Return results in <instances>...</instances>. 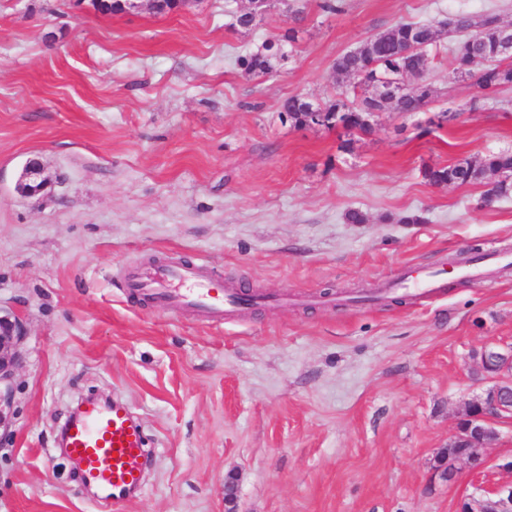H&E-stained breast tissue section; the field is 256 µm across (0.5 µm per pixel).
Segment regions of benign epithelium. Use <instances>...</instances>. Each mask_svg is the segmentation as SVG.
Segmentation results:
<instances>
[{
    "label": "benign epithelium",
    "instance_id": "benign-epithelium-1",
    "mask_svg": "<svg viewBox=\"0 0 512 512\" xmlns=\"http://www.w3.org/2000/svg\"><path fill=\"white\" fill-rule=\"evenodd\" d=\"M51 181L43 176L41 163L32 159L26 163L21 191L27 196L44 194ZM23 320L16 316H0V426L6 422L4 410L11 406V381L18 363L17 346L25 338ZM499 366L485 378L493 383L485 397L467 403L457 419L448 439V446L464 444L481 438L478 452L471 456H457L448 460L442 476L453 478L458 463L478 462L486 449L498 439L495 421L512 419V347L496 351ZM458 512H512V479L485 491L479 500L464 498L458 503Z\"/></svg>",
    "mask_w": 512,
    "mask_h": 512
}]
</instances>
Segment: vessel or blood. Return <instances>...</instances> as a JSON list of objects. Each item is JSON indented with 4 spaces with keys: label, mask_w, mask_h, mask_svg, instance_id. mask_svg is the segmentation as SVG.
Masks as SVG:
<instances>
[{
    "label": "vessel or blood",
    "mask_w": 512,
    "mask_h": 512,
    "mask_svg": "<svg viewBox=\"0 0 512 512\" xmlns=\"http://www.w3.org/2000/svg\"><path fill=\"white\" fill-rule=\"evenodd\" d=\"M439 286L437 274L420 270L392 283L390 289L416 295ZM124 287L134 295L149 294L161 309H195L218 323L243 308L237 292L211 279L202 266L168 263L144 275H130ZM64 446L78 461L85 483L94 487L100 498L121 503L140 490L145 436L124 403L86 404L67 426Z\"/></svg>",
    "instance_id": "1"
}]
</instances>
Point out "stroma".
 <instances>
[{
    "label": "stroma",
    "instance_id": "obj_1",
    "mask_svg": "<svg viewBox=\"0 0 512 512\" xmlns=\"http://www.w3.org/2000/svg\"><path fill=\"white\" fill-rule=\"evenodd\" d=\"M320 3L246 31L235 0L167 14L0 0V315L27 331L0 430V512H224L229 481L236 512H456L512 477L500 468L512 420L481 467L442 476L458 413L489 387L473 352L512 344V265L457 275L512 255V195L486 206L485 185L424 177L512 150V87L479 98L444 41L427 111L377 113L367 134L280 114L296 94L335 96V58L396 20L509 24L512 0ZM291 26L288 61L241 69L238 56ZM447 107L456 119L432 125ZM31 159L53 179L47 195L18 189ZM171 261L260 302L214 323L125 292L129 270ZM418 269L443 292L381 296ZM102 393L136 416L149 453L140 492L117 505L88 496L57 445Z\"/></svg>",
    "mask_w": 512,
    "mask_h": 512
}]
</instances>
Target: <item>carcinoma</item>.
Listing matches in <instances>:
<instances>
[{"mask_svg":"<svg viewBox=\"0 0 512 512\" xmlns=\"http://www.w3.org/2000/svg\"><path fill=\"white\" fill-rule=\"evenodd\" d=\"M270 7V0H249V6L234 13L233 26L250 30ZM504 27L499 16H474L459 13L443 23L398 21L386 30L362 41L355 49L336 57L333 70L350 84L324 100L293 96L281 108L288 121L298 127L312 126L311 114L328 112L332 118L321 123L325 128L343 127L349 132L367 134L377 112H422L434 101L436 90L426 79L434 57L430 50L445 36L457 38L448 65L462 77L474 80L484 96L512 86V55L500 50ZM290 28L262 47L239 58V66L255 75H268L279 62L288 59L287 45L295 42ZM484 67L475 72L472 66ZM402 81L400 90L389 86ZM435 186L487 184L483 202L506 197L512 192V152L490 153L477 161L464 160L424 171Z\"/></svg>","mask_w":512,"mask_h":512,"instance_id":"1","label":"carcinoma"}]
</instances>
